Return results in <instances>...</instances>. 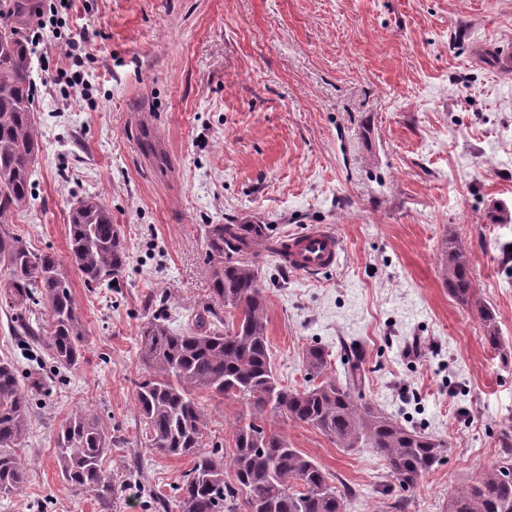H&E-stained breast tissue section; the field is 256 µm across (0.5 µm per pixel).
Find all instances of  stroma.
Returning a JSON list of instances; mask_svg holds the SVG:
<instances>
[{"label":"stroma","mask_w":512,"mask_h":512,"mask_svg":"<svg viewBox=\"0 0 512 512\" xmlns=\"http://www.w3.org/2000/svg\"><path fill=\"white\" fill-rule=\"evenodd\" d=\"M65 35L86 34L92 87L62 88L64 42L32 45L42 151L35 200L11 227L53 253L72 283L84 360L56 373L43 345L15 336L0 298V355L15 359L31 405L25 480L0 512H178L190 458L147 448L136 384L144 324L187 328L210 303L207 227L324 224L342 238L337 267L309 279L259 257L268 337L285 386L302 388L317 344L343 378L407 428L444 440L445 457L401 489L369 448L344 450L279 418L291 447L332 474L350 512H445L448 496L512 451V0H70ZM498 57L480 62L478 47ZM149 128L167 158L140 145ZM93 196L112 213L127 263L85 284L68 249L70 212ZM467 252L475 306L439 273L445 237ZM194 396L206 440L230 447L242 406ZM89 408L116 437L105 466L118 493L100 504L59 474L53 436Z\"/></svg>","instance_id":"1"}]
</instances>
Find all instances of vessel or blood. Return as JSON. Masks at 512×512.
<instances>
[{
	"mask_svg": "<svg viewBox=\"0 0 512 512\" xmlns=\"http://www.w3.org/2000/svg\"><path fill=\"white\" fill-rule=\"evenodd\" d=\"M284 244L289 268L311 277L337 265L342 252L340 236L324 225L288 233Z\"/></svg>",
	"mask_w": 512,
	"mask_h": 512,
	"instance_id": "b4317fda",
	"label": "vessel or blood"
}]
</instances>
